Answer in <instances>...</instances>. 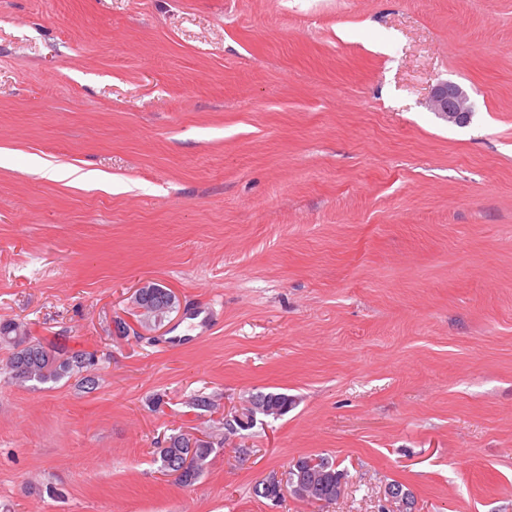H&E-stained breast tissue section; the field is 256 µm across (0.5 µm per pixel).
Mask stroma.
Here are the masks:
<instances>
[{
  "label": "stroma",
  "instance_id": "35a3bbf8",
  "mask_svg": "<svg viewBox=\"0 0 512 512\" xmlns=\"http://www.w3.org/2000/svg\"><path fill=\"white\" fill-rule=\"evenodd\" d=\"M150 282L179 310L113 335ZM4 319L98 365L21 387L0 345V512H512V0H0ZM315 456L336 503L255 495ZM428 108L439 117L455 125H465L472 113L469 94L452 83L438 85L428 100ZM171 445L168 448H157V454L159 455L158 461H160V469L163 472H174V476L180 474L185 467L189 464L191 458V465L186 469L177 479L181 484L192 485L203 473L208 459L214 451L212 442H201L199 440L193 441V448H190L192 437L186 434H178L169 438ZM188 455H191L188 457ZM184 456L187 460L180 464L181 468L175 472L176 469L170 468V462L173 458H182ZM196 460L197 465H192V462Z\"/></svg>",
  "mask_w": 512,
  "mask_h": 512
}]
</instances>
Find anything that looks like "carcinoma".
I'll use <instances>...</instances> for the list:
<instances>
[{
	"instance_id": "carcinoma-1",
	"label": "carcinoma",
	"mask_w": 512,
	"mask_h": 512,
	"mask_svg": "<svg viewBox=\"0 0 512 512\" xmlns=\"http://www.w3.org/2000/svg\"><path fill=\"white\" fill-rule=\"evenodd\" d=\"M0 343L11 347L6 368L10 379L19 386L29 382H58L66 377L79 378L83 387L91 385L86 373L95 365V356L84 352L76 358L62 345L46 346L40 339L28 334L24 325L14 321L0 322ZM171 445L157 449L160 469L171 471L172 459L191 456L197 461L186 469L178 481L184 485L193 484L203 473L208 459L214 451L212 442L192 440L186 434L170 437ZM301 469L291 474L292 493L294 496L312 503L331 504L344 491L346 484L341 479L348 478V472L327 457H302L299 459Z\"/></svg>"
}]
</instances>
